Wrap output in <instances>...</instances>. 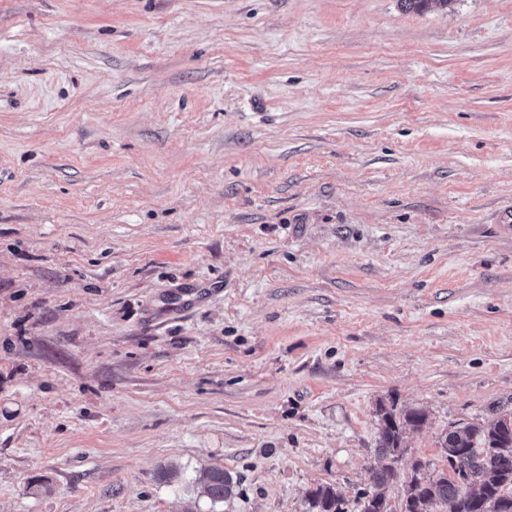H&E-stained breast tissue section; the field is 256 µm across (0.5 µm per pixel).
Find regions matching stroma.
Segmentation results:
<instances>
[{"label":"stroma","instance_id":"1","mask_svg":"<svg viewBox=\"0 0 512 512\" xmlns=\"http://www.w3.org/2000/svg\"><path fill=\"white\" fill-rule=\"evenodd\" d=\"M509 224L512 0H0V512H309L382 404L444 469ZM198 482L201 484L203 493L214 504L223 502L233 493V477L222 468L212 467L206 469L202 475L199 476Z\"/></svg>","mask_w":512,"mask_h":512}]
</instances>
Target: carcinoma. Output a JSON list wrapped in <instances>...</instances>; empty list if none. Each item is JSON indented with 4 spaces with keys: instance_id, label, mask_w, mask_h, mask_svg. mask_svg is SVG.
<instances>
[{
    "instance_id": "obj_1",
    "label": "carcinoma",
    "mask_w": 512,
    "mask_h": 512,
    "mask_svg": "<svg viewBox=\"0 0 512 512\" xmlns=\"http://www.w3.org/2000/svg\"><path fill=\"white\" fill-rule=\"evenodd\" d=\"M378 455L384 461L374 472L377 487L399 477L398 462L404 452L403 433L427 421L420 409L397 410L379 406ZM453 474L432 477L417 462L405 477L400 510L381 492H365L359 512H512V411L488 426L471 424L448 430L439 441ZM203 493L212 503L222 502L234 489L232 475L212 467L199 476ZM310 512H348L347 501L333 487L319 485L308 492Z\"/></svg>"
}]
</instances>
